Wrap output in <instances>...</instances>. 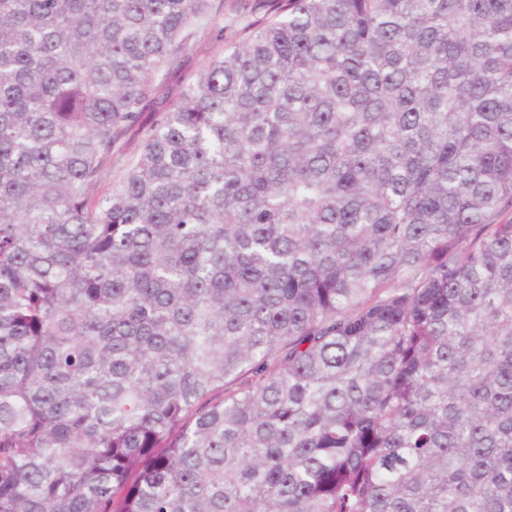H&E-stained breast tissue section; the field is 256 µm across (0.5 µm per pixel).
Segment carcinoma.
Masks as SVG:
<instances>
[{"mask_svg": "<svg viewBox=\"0 0 512 512\" xmlns=\"http://www.w3.org/2000/svg\"><path fill=\"white\" fill-rule=\"evenodd\" d=\"M0 0V512H512V0ZM257 4L258 0H224V10L215 17L217 26H224L223 39L218 41L201 34L190 38L189 49L182 57L179 69L167 76H160L158 101H176L183 83L204 67L211 57L237 45L245 35L246 24L264 14ZM154 101L150 102L145 109L146 116H148L147 123L141 128H136L133 132H130L118 143L112 155V167L103 172L101 178L102 189H107L111 185L112 180L121 174L129 159L139 151L145 136L149 133V123L153 115L151 112H154V109L157 108Z\"/></svg>", "mask_w": 512, "mask_h": 512, "instance_id": "carcinoma-1", "label": "carcinoma"}]
</instances>
